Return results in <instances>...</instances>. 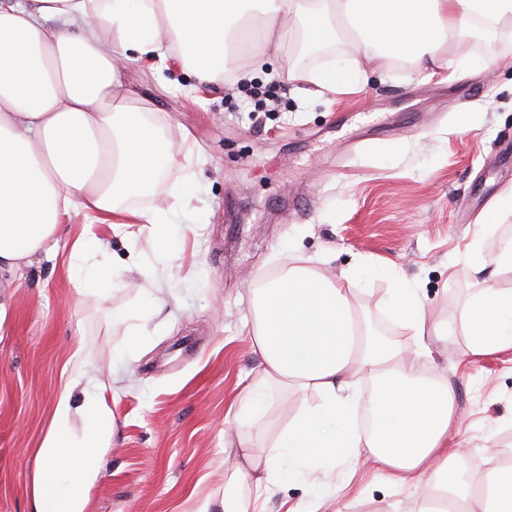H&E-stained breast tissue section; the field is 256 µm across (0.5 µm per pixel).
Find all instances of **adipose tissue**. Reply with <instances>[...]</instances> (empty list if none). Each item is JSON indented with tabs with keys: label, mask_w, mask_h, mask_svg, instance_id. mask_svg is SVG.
<instances>
[{
	"label": "adipose tissue",
	"mask_w": 512,
	"mask_h": 512,
	"mask_svg": "<svg viewBox=\"0 0 512 512\" xmlns=\"http://www.w3.org/2000/svg\"><path fill=\"white\" fill-rule=\"evenodd\" d=\"M512 17V0H0V269L30 263L55 242L61 225L82 220L69 253L70 281L81 297L112 289L103 224L125 240L150 229L167 249L176 209L198 192L192 177L177 188L178 205L134 206L155 186L168 158L191 152L173 142L165 119L124 70L166 65L181 56L197 88L223 83L233 42L278 56L257 41L265 31L296 29L312 45L352 34L363 60L402 58L442 66L441 44L474 19ZM362 60L332 61L285 77L303 79L316 95L342 93L363 77ZM352 270L327 276L291 265L254 289L251 345L261 375L226 412L222 497L199 498L194 512H266L288 478H331L337 464L355 474L370 462L387 483L415 496L414 512H433L443 492L462 512H512V464L478 455L463 460L452 446L455 390L443 375L425 376L423 361L454 327L435 321L417 290L395 288L389 310L402 336L371 337L358 316ZM462 326L467 350L481 359L512 351V289L486 287L470 297ZM76 346L58 392L31 477L34 512H86L115 435L112 387L85 371ZM371 382L372 429L354 415L355 383ZM316 395L285 421L265 452L241 434L265 410L273 390ZM81 429H74L73 417Z\"/></svg>",
	"instance_id": "obj_1"
}]
</instances>
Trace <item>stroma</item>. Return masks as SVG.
<instances>
[{
	"mask_svg": "<svg viewBox=\"0 0 512 512\" xmlns=\"http://www.w3.org/2000/svg\"><path fill=\"white\" fill-rule=\"evenodd\" d=\"M446 67L428 73L388 60L368 68L358 90L304 98L277 78L282 63L305 73L333 58H356L345 43L310 60L265 61L250 50L230 57L259 90L249 98L218 87L204 100L188 92L193 74L178 65L156 71L130 65L125 78L145 88L168 118V138L188 129L193 155L175 154L155 197L195 174L201 191L179 219L169 246L177 259L152 306L123 287L129 252L146 270L160 257L150 232L134 244L111 240L115 286L104 299H79L68 277L69 234L55 250L0 272V512H32L31 474L74 347L84 344L101 376H113L116 433L87 512H192L190 490L224 491V414L257 376L261 360L249 331L254 288L283 267L323 259L329 274L354 268L358 310L386 322L383 304L400 280L417 285L433 317L458 323L480 288H512V271L476 274L467 246L486 214L492 258L512 235V212L491 213L512 192V22H470L442 48ZM494 59L491 69L481 60ZM141 313L146 334L133 360L113 363L120 329L111 313ZM444 366L461 416L463 453L512 449V353L472 362L462 333L449 336L428 373ZM341 492L291 479L281 500L314 512H410L371 465Z\"/></svg>",
	"mask_w": 512,
	"mask_h": 512,
	"instance_id": "obj_1",
	"label": "stroma"
}]
</instances>
